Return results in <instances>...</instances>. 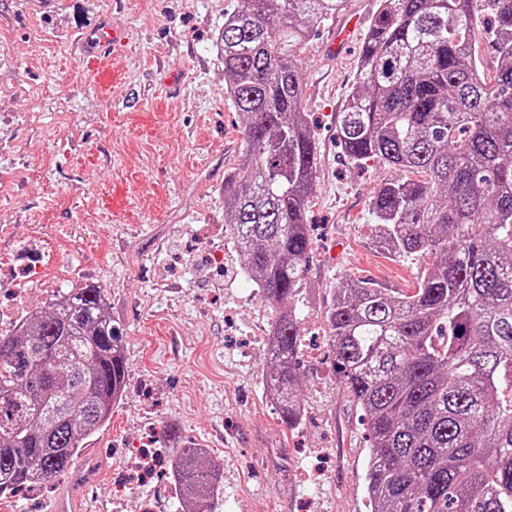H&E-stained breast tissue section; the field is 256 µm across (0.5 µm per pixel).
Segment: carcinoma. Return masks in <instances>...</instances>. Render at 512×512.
<instances>
[{
    "instance_id": "1",
    "label": "carcinoma",
    "mask_w": 512,
    "mask_h": 512,
    "mask_svg": "<svg viewBox=\"0 0 512 512\" xmlns=\"http://www.w3.org/2000/svg\"><path fill=\"white\" fill-rule=\"evenodd\" d=\"M345 2L239 0L216 37L224 96L246 116L225 232L276 312L262 382L290 429L305 418L292 300L318 166L299 54ZM336 132L349 164L398 171L370 202L377 245L429 258L412 293L345 279L326 313L369 433L371 512H512V0H379ZM125 383L98 285L59 290L1 335L0 494L68 473ZM207 458L195 446L171 458L175 497L194 512L223 492Z\"/></svg>"
}]
</instances>
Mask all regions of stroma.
<instances>
[{
	"label": "stroma",
	"mask_w": 512,
	"mask_h": 512,
	"mask_svg": "<svg viewBox=\"0 0 512 512\" xmlns=\"http://www.w3.org/2000/svg\"><path fill=\"white\" fill-rule=\"evenodd\" d=\"M377 4L346 0L300 54L320 160L314 250L294 300L306 417L291 430L261 384L275 313L224 232V175L245 119L224 96L215 39L237 0H0V252L36 251L43 273L28 308L101 286L126 368L122 400L72 473L1 495L0 512H52L83 475L95 512H179L173 428L219 469L215 512H369V442L331 365L325 313L342 278L408 294L427 265L376 247L370 200L395 172L350 167L336 140ZM104 18L126 46L75 48V30ZM350 21L332 54L333 32Z\"/></svg>",
	"instance_id": "obj_1"
}]
</instances>
